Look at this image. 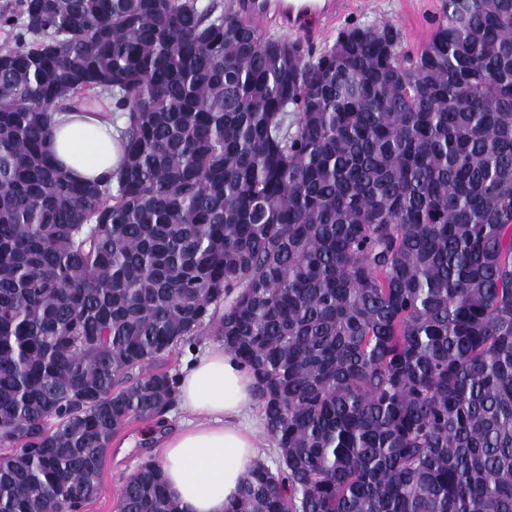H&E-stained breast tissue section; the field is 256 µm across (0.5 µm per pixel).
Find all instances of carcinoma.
Masks as SVG:
<instances>
[{"instance_id": "1", "label": "carcinoma", "mask_w": 512, "mask_h": 512, "mask_svg": "<svg viewBox=\"0 0 512 512\" xmlns=\"http://www.w3.org/2000/svg\"><path fill=\"white\" fill-rule=\"evenodd\" d=\"M0 512H81L211 335L278 466L228 512H512V0L315 52L217 0L0 11ZM107 98L81 182L54 115ZM118 512H179L148 458ZM54 128L50 149L67 173L78 180L105 179L119 167L121 142L100 112H64Z\"/></svg>"}]
</instances>
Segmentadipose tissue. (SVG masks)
<instances>
[{"label":"adipose tissue","mask_w":512,"mask_h":512,"mask_svg":"<svg viewBox=\"0 0 512 512\" xmlns=\"http://www.w3.org/2000/svg\"><path fill=\"white\" fill-rule=\"evenodd\" d=\"M50 149L78 180L107 178L119 167L121 142L96 112H65ZM184 419L161 433L160 465L180 512H226L264 446L251 415L253 379L223 345L196 354L178 380Z\"/></svg>","instance_id":"obj_1"}]
</instances>
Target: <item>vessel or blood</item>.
<instances>
[{
  "mask_svg": "<svg viewBox=\"0 0 512 512\" xmlns=\"http://www.w3.org/2000/svg\"><path fill=\"white\" fill-rule=\"evenodd\" d=\"M247 16L259 23L277 20L289 30L328 25L351 8L350 0H244Z\"/></svg>",
  "mask_w": 512,
  "mask_h": 512,
  "instance_id": "obj_1",
  "label": "vessel or blood"
}]
</instances>
